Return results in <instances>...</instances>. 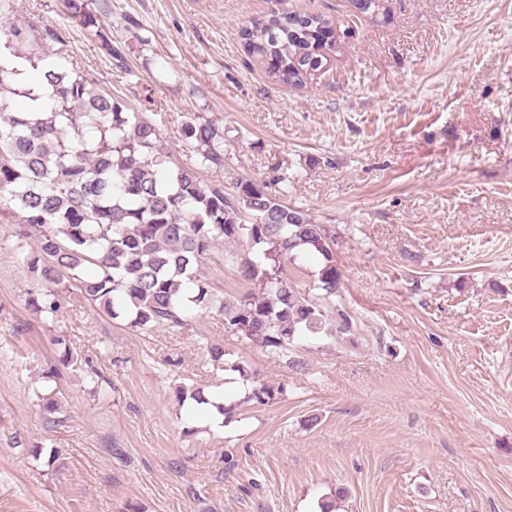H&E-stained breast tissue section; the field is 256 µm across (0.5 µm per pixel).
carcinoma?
I'll use <instances>...</instances> for the list:
<instances>
[{
	"instance_id": "1",
	"label": "carcinoma",
	"mask_w": 512,
	"mask_h": 512,
	"mask_svg": "<svg viewBox=\"0 0 512 512\" xmlns=\"http://www.w3.org/2000/svg\"><path fill=\"white\" fill-rule=\"evenodd\" d=\"M66 8L92 31L102 50L122 60L99 18L83 0ZM373 21L386 19L380 0H355ZM274 0L269 12L243 26L246 52L266 65L278 84L303 85L323 69L336 48V28L321 14L288 10ZM18 0H0V21H10L0 39V224L12 225L16 250L30 273L29 302L46 319L65 308L77 290L90 304L140 330L181 329L213 304V287L201 265L218 243L252 291L220 304L224 330L286 356L296 342L326 329L325 306L341 280L334 236L306 211L288 204L248 179L235 193L224 184H205L198 164L224 165V134L212 120L186 122L181 133L189 154L162 148L159 127L144 112H125L112 94L68 66L50 28L15 21ZM40 73L47 112L17 111L14 96L40 99L32 87L15 85L18 65ZM240 244L242 250H230ZM321 257L308 285L291 270ZM64 346L60 364L78 366L82 357ZM208 363L238 384V394L215 391L212 403L226 418L245 404L274 403L277 391L259 384L224 348L206 350ZM173 396L184 411L186 431L205 414L204 389L179 385ZM50 427L59 422L57 394H37Z\"/></svg>"
}]
</instances>
